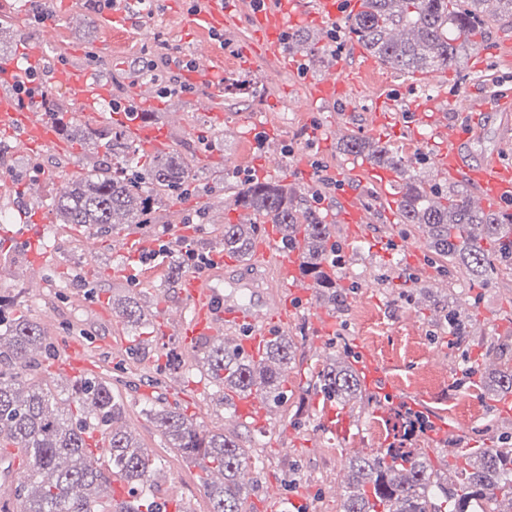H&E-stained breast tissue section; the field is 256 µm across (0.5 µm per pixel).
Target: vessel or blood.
I'll use <instances>...</instances> for the list:
<instances>
[{
	"label": "vessel or blood",
	"instance_id": "obj_1",
	"mask_svg": "<svg viewBox=\"0 0 512 512\" xmlns=\"http://www.w3.org/2000/svg\"><path fill=\"white\" fill-rule=\"evenodd\" d=\"M340 0H253L248 14V28L257 39L265 56L287 62L288 52L281 39L283 31L298 21L321 24L335 19ZM208 8L195 16L196 23L223 29L233 18L234 0H207ZM146 13L141 0H113L109 16L113 22L129 25ZM189 69L185 76L192 88L193 101L203 111H211L214 69L207 49L191 47L184 57ZM39 68L51 72L55 79L65 83L72 100L81 108L83 118L98 119V106L109 104L110 85L101 72L93 69L76 70L61 63L48 64L41 48L30 50L26 59L12 58L0 61V139L16 146L65 151L55 126L48 124L43 113L21 102L14 93L11 76L22 67ZM304 101L313 106L320 101L336 99L344 92V85L335 68H328L323 79L304 81ZM130 104L135 118L126 119L129 136L150 150L167 147L165 131L159 126L143 124L139 115L156 110L154 95L135 90ZM461 128L448 131V148L442 149L437 164L439 170L456 177L469 178L477 187V199L495 210L512 209V167L497 161H488L472 167L460 156L457 145L467 139ZM362 165H355L347 180L336 190L335 205L338 219L350 227L354 236L366 230L364 214L358 205L362 186ZM281 236L279 225H268L265 237L255 249L260 265L272 269V276L247 272L246 261L226 258L216 266L188 273L181 282L184 306L165 310L163 319L170 323L182 343L194 345L204 336H232L242 355L259 360L267 345L292 322L296 299L309 298L310 293L299 274L300 255H283L278 247ZM78 344H71L53 367L57 379L71 383L83 373ZM229 403L236 418L246 425L262 428L267 424L268 405L256 391L232 392Z\"/></svg>",
	"mask_w": 512,
	"mask_h": 512
}]
</instances>
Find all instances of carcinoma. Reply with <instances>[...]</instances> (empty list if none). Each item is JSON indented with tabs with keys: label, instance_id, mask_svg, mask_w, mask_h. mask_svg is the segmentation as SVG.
<instances>
[{
	"label": "carcinoma",
	"instance_id": "1",
	"mask_svg": "<svg viewBox=\"0 0 512 512\" xmlns=\"http://www.w3.org/2000/svg\"><path fill=\"white\" fill-rule=\"evenodd\" d=\"M364 0V9L348 19L350 32L366 50L389 68L423 72L452 69L461 51L477 44L486 24L512 25V0ZM84 141L112 153V164L71 178L67 191L51 202L58 224H88L101 229L115 224L155 223L163 199L192 183L189 166L179 154L144 153L126 132L114 125L86 127ZM344 151L362 155L379 168L404 178L399 201L401 223L414 224L428 237L429 247L470 285L486 283L503 270L512 271V239L507 216L472 207L469 195L428 182L401 156L378 140L351 138ZM233 204L248 208L262 223L282 229V248L302 251L301 277H310L328 303H344L332 263L333 232L312 207L304 206L295 184L259 180L242 183ZM257 225L226 224L219 245L245 256L251 252ZM126 325L140 327L145 314L137 299L116 311ZM448 329L466 333V318L451 305L444 309ZM50 348L40 325L20 315L0 334V448H16L28 461L24 479L3 491L19 512H158L155 497L158 460L124 427L126 406L118 388L105 378L85 375L62 395L34 380L36 352ZM197 352L219 401L227 391H259L276 402L282 396L285 372L295 360V347L283 337L255 363L222 341L205 342ZM316 388L338 405L362 398L357 371L348 364H328L317 372ZM489 390L512 391V364L496 368ZM172 448L197 468V480L211 504L210 512H249L250 482L242 477L254 458L236 436L200 429L176 406L146 404ZM393 442L367 456L349 460L348 491L341 512H512V447L460 452L452 467L460 472L450 482L429 456L413 447L409 418L395 412L386 419ZM121 475L129 499L103 494L112 473ZM221 472L217 483L213 474Z\"/></svg>",
	"mask_w": 512,
	"mask_h": 512
}]
</instances>
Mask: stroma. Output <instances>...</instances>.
Instances as JSON below:
<instances>
[{"instance_id":"stroma-1","label":"stroma","mask_w":512,"mask_h":512,"mask_svg":"<svg viewBox=\"0 0 512 512\" xmlns=\"http://www.w3.org/2000/svg\"><path fill=\"white\" fill-rule=\"evenodd\" d=\"M42 7L57 15L43 41L46 56L106 73L113 100L130 97L137 83H152V76L137 79L133 73L150 61L149 49L158 39L180 53L207 40L210 62L222 79L214 93V113L195 111L184 92L163 100L158 122L167 128L170 149L182 155L196 180L188 194L168 201L163 223L133 231L135 242L158 250L156 260L143 262L138 251L113 257L110 231L58 224L48 211L60 186L80 173L87 160H102V153L75 143L62 155L23 149L9 166H0V175L21 190L20 195L0 201V210L10 215L12 224L21 222V204L44 209L39 241L20 234L9 243L0 242V295H21L16 314L38 322L53 346V355L40 357L36 379L55 391L65 390V383L50 368L65 342L77 340L83 345L89 373L128 382L122 392L125 425L163 464L158 499L183 500L191 512L210 510L193 467L172 457L164 436L142 411L145 402L157 399L178 405L197 427L241 435L245 447L262 462L248 498L251 512H266L263 490L271 484L283 487L288 512H341L345 483L340 474L349 458L388 447L392 441L383 427L385 418L378 413L383 405L395 409L404 404L424 413L431 426L418 434L414 445L433 459L461 448L512 444V407L500 408V395L482 388L486 371L500 362L496 348L512 345V280L501 276L473 288L452 277L447 263L427 247L424 234L400 223L395 207L401 184L397 177L387 182L376 175L364 179L360 204L367 211L368 236L336 256L344 307L336 309L312 297L298 307L286 329L297 357L288 371L284 399L275 406L267 428L239 425L225 417L194 349L183 348L175 334L156 331L164 307L180 300L178 286L167 284L163 277L166 253L178 248L172 228L182 226L196 252L218 254L216 238L223 226L248 218L247 211L234 206L230 185L258 175L268 155L280 160L273 180L295 182L296 168L304 166L310 171L309 180L301 183L304 191L320 189L332 196V189L322 184L323 174L343 177L351 159L342 139L329 133L334 109L358 117L373 107L383 83L410 97L428 96L429 87L410 86L409 75L385 67L360 68L351 53L354 40L348 18L342 15L325 28L306 23L289 28L324 49L318 59L298 46L290 48L311 76L333 63L349 83L346 97L336 107L319 104L302 110L297 104L300 86L278 62H264L257 70L244 65L245 54H260L262 48L248 39L241 22L216 35L208 26L194 24L188 0H156L136 27L113 23L91 0H0V16L10 15L19 22L18 31L0 43L1 57L18 56L20 33L31 30ZM509 41L512 27L486 28L482 41L449 70V98L472 91L488 102L512 98V54L495 52ZM252 113L260 114L265 129L248 136L243 120ZM445 119L451 125L475 126L476 136L458 147L472 163L494 157L512 165V153L496 151L501 142L512 141V110L474 114L452 107ZM350 134L388 143L412 163L422 164L426 180L440 183L437 156L443 139L430 128L415 135L390 122L373 132L356 120ZM398 236L408 239L418 257L390 254ZM42 253L47 256L43 273L48 286L34 292L28 287V274L34 257ZM136 292L142 293L154 328L141 355L134 354L130 330L113 310L114 304ZM449 298L471 317L466 335H452L437 310V302ZM365 354L383 371L389 392L368 382L365 403L342 406L312 389V377L326 361H345L363 372ZM372 422L381 424L380 434L367 432Z\"/></svg>"}]
</instances>
